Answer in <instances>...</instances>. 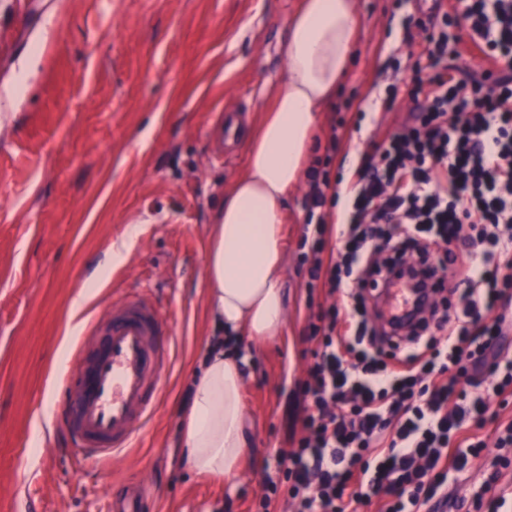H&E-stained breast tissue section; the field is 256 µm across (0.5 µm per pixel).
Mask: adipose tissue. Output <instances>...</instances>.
Listing matches in <instances>:
<instances>
[{"mask_svg": "<svg viewBox=\"0 0 512 512\" xmlns=\"http://www.w3.org/2000/svg\"><path fill=\"white\" fill-rule=\"evenodd\" d=\"M359 28L356 0H302L282 46L287 78L248 144L244 172L224 192L205 267L223 333L194 378L183 431V459L197 474L233 475L246 448L245 372L231 336L242 330L263 343L284 325L288 194L304 175L320 113L349 73Z\"/></svg>", "mask_w": 512, "mask_h": 512, "instance_id": "adipose-tissue-1", "label": "adipose tissue"}]
</instances>
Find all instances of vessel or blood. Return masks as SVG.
Returning a JSON list of instances; mask_svg holds the SVG:
<instances>
[{
    "label": "vessel or blood",
    "mask_w": 512,
    "mask_h": 512,
    "mask_svg": "<svg viewBox=\"0 0 512 512\" xmlns=\"http://www.w3.org/2000/svg\"><path fill=\"white\" fill-rule=\"evenodd\" d=\"M410 294L393 288L382 318L403 323ZM75 374L64 376V437L77 465L111 463L134 448L153 420L170 376L172 339L161 307L143 289H129L110 309L91 317L76 340ZM151 487L130 479L112 496V512H150Z\"/></svg>",
    "instance_id": "obj_1"
}]
</instances>
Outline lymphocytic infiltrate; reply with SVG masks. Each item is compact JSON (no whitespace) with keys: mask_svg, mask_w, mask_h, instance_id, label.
Returning a JSON list of instances; mask_svg holds the SVG:
<instances>
[{"mask_svg":"<svg viewBox=\"0 0 512 512\" xmlns=\"http://www.w3.org/2000/svg\"><path fill=\"white\" fill-rule=\"evenodd\" d=\"M463 17L488 51L484 80L443 64L447 32L430 37L431 75L415 76L409 123L390 132L347 186L308 175L306 209L345 197L343 247L323 263L325 220L304 222L308 288L334 303L310 317L314 361L294 396L299 429L277 449L256 512H436L448 478L486 446H512V345L499 308L512 304V0H469ZM412 277L423 317L395 343L365 293Z\"/></svg>","mask_w":512,"mask_h":512,"instance_id":"lymphocytic-infiltrate-1","label":"lymphocytic infiltrate"}]
</instances>
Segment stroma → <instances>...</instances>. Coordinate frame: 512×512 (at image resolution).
I'll return each instance as SVG.
<instances>
[{"mask_svg": "<svg viewBox=\"0 0 512 512\" xmlns=\"http://www.w3.org/2000/svg\"><path fill=\"white\" fill-rule=\"evenodd\" d=\"M361 18L352 67L321 114L311 160L331 156L350 180L388 130L409 122V91L428 64L422 0H356ZM300 0H0V512H110L112 486L136 473L157 512H254L265 459L288 445L292 390L312 362L304 339L309 291L299 239L307 183L288 195L284 222L285 324L265 344L243 341L242 398L249 447L236 475L212 479L182 461L191 372L216 327L205 265L225 188L243 171L246 138L281 85V45ZM446 61L487 68L461 0H444ZM397 94H390V87ZM392 109H385L386 99ZM242 107L233 157L211 158L217 105ZM335 152H327L328 143ZM140 233L121 261L110 247ZM146 287L173 331L176 369L145 435L128 458L76 470L59 432L36 436L43 411L58 413L61 375L77 328L125 289ZM92 297L69 316L78 293ZM449 482L452 496L479 492L500 449Z\"/></svg>", "mask_w": 512, "mask_h": 512, "instance_id": "stroma-1", "label": "stroma"}]
</instances>
